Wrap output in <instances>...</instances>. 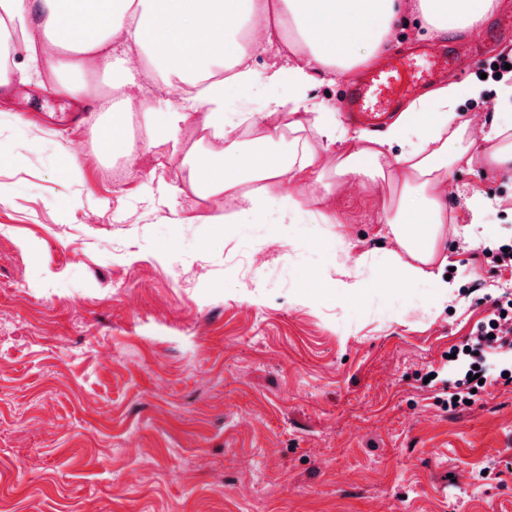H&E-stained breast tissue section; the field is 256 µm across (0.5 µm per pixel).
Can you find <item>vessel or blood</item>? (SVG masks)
Listing matches in <instances>:
<instances>
[{"label": "vessel or blood", "instance_id": "1", "mask_svg": "<svg viewBox=\"0 0 512 512\" xmlns=\"http://www.w3.org/2000/svg\"><path fill=\"white\" fill-rule=\"evenodd\" d=\"M454 63V56L446 52L386 56L380 68L350 86L338 109L361 129L379 132L391 113L451 73Z\"/></svg>", "mask_w": 512, "mask_h": 512}]
</instances>
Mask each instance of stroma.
Wrapping results in <instances>:
<instances>
[{"mask_svg": "<svg viewBox=\"0 0 512 512\" xmlns=\"http://www.w3.org/2000/svg\"><path fill=\"white\" fill-rule=\"evenodd\" d=\"M493 22L446 40L449 82L512 57ZM53 80L0 93V512H512V346L448 405L450 351L512 297L481 243L512 245L511 177L454 171L444 300L381 286L378 188L338 184L333 224L282 223V200L204 224L231 208L182 165L200 125L176 155L130 113L139 160H105ZM361 256L375 285L339 296Z\"/></svg>", "mask_w": 512, "mask_h": 512, "instance_id": "35a3bbf8", "label": "stroma"}]
</instances>
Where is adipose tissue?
<instances>
[{
    "mask_svg": "<svg viewBox=\"0 0 512 512\" xmlns=\"http://www.w3.org/2000/svg\"><path fill=\"white\" fill-rule=\"evenodd\" d=\"M498 0H0V37L9 29L24 36L27 63L0 73V88L12 80H32L50 53L57 94L92 102L112 115L101 129L100 151L122 131L128 113L146 117V140L178 142L184 127L202 120L204 130L223 142L224 151L187 153L182 163L199 191L235 197L244 215L259 213L271 190L288 203L296 220L308 204L319 206L322 223L336 221L329 204L337 179L360 185L398 183L396 199L380 221L397 243L392 254L397 279L434 278L433 266L446 265L441 244L448 222V186L460 163L480 161L485 170L512 176V120L484 130L461 117L462 95L480 97L484 89L449 85L430 94L433 111L417 105L402 113L379 137L349 133L335 113L310 91L370 64L388 48L406 17L443 40L478 29ZM275 43L282 66L258 72L257 49ZM139 65L163 73L166 85L181 91L178 105L140 100L115 67ZM112 79L97 95L88 75ZM288 84L283 99L273 90ZM264 85L270 94L265 112L224 109L227 87ZM282 115L290 137L287 149L264 133L266 112ZM257 130L249 148H233L240 127ZM316 128L326 149L307 136ZM348 143L347 152L328 149Z\"/></svg>",
    "mask_w": 512,
    "mask_h": 512,
    "instance_id": "1",
    "label": "adipose tissue"
}]
</instances>
